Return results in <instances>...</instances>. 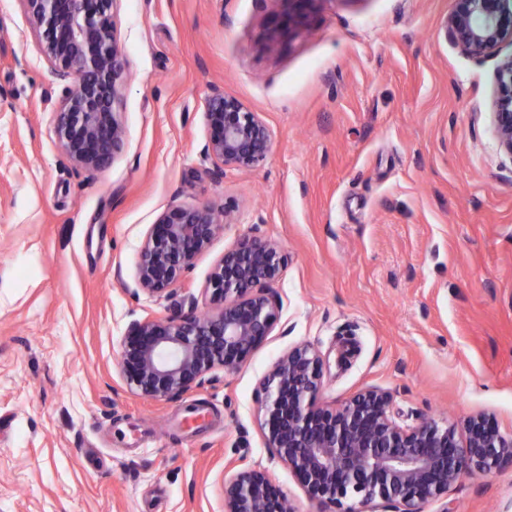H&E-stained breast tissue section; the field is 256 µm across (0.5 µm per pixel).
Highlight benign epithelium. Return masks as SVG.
Wrapping results in <instances>:
<instances>
[{"mask_svg": "<svg viewBox=\"0 0 512 512\" xmlns=\"http://www.w3.org/2000/svg\"><path fill=\"white\" fill-rule=\"evenodd\" d=\"M28 21L60 79H70L56 113L63 154L86 170L105 167L122 150L123 68L112 10L116 0H25ZM277 32L296 34L324 0H279ZM445 32L466 56L483 59L512 42V0H452ZM491 125L499 150L512 159V54L494 73ZM206 153L224 167L256 169L267 158L270 129L239 99L213 89L206 102ZM233 209L170 206L141 246L136 281L149 295L179 282ZM285 257L279 245L245 236L215 264L208 288L216 312L180 313L130 324L120 365L130 388L172 400L205 382L217 365L240 367L271 333L279 306L272 285ZM322 358L309 344L280 356L262 382L261 427L274 457L291 469L307 496L336 512H364L380 500L394 512H420L466 475L488 476L512 463V434L482 416L464 430L447 421L402 424L390 394L366 388L335 407L318 403ZM224 512H293L260 468H244L224 483Z\"/></svg>", "mask_w": 512, "mask_h": 512, "instance_id": "benign-epithelium-1", "label": "benign epithelium"}]
</instances>
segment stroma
<instances>
[{
  "label": "stroma",
  "instance_id": "35a3bbf8",
  "mask_svg": "<svg viewBox=\"0 0 512 512\" xmlns=\"http://www.w3.org/2000/svg\"><path fill=\"white\" fill-rule=\"evenodd\" d=\"M452 0H323L268 51L279 0H117L122 151L62 154L59 79L23 0H0V512H224L264 469L296 512H325L266 446L260 383L300 343L319 402L391 393L403 423L485 415L512 432V159L491 129L496 57L446 38ZM223 89L271 132L256 169L215 174L206 101ZM173 204H232L171 293L138 288ZM285 265L270 336L175 400L120 371L132 322L215 311L214 265L245 236ZM422 512H512V464Z\"/></svg>",
  "mask_w": 512,
  "mask_h": 512
}]
</instances>
